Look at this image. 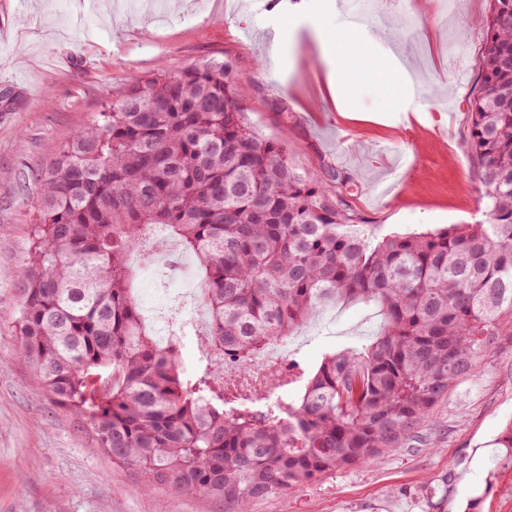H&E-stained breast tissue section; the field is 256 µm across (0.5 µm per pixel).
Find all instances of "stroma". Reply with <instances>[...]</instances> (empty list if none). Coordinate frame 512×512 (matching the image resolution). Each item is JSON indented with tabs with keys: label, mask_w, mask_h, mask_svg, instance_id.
Returning <instances> with one entry per match:
<instances>
[{
	"label": "stroma",
	"mask_w": 512,
	"mask_h": 512,
	"mask_svg": "<svg viewBox=\"0 0 512 512\" xmlns=\"http://www.w3.org/2000/svg\"><path fill=\"white\" fill-rule=\"evenodd\" d=\"M490 0H0V512H225L223 501L145 486L98 447L17 354L10 323L22 297L39 198L33 172L130 76L228 57L249 87L245 118L302 170L331 165L377 233L484 221L477 167L465 151ZM351 44L342 70L320 41ZM407 65L414 86L379 87L373 72ZM362 304L331 310L289 351L305 367L367 343ZM512 332L456 381L418 439L341 469L250 512H512Z\"/></svg>",
	"instance_id": "obj_1"
}]
</instances>
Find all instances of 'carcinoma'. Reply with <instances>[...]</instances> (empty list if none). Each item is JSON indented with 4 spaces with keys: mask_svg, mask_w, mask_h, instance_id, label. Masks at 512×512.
<instances>
[{
    "mask_svg": "<svg viewBox=\"0 0 512 512\" xmlns=\"http://www.w3.org/2000/svg\"><path fill=\"white\" fill-rule=\"evenodd\" d=\"M228 62L133 78L36 174L13 333L112 461L249 512L416 438L512 328V0H491L468 107L487 213L476 224L377 238L345 191L352 176L298 170L244 121ZM160 225L200 265L213 344L242 363L341 301L378 304L384 324L301 368L293 396L230 397L212 359L181 365L186 325L160 345L134 301V256L151 259Z\"/></svg>",
    "mask_w": 512,
    "mask_h": 512,
    "instance_id": "cac0c4a2",
    "label": "carcinoma"
}]
</instances>
